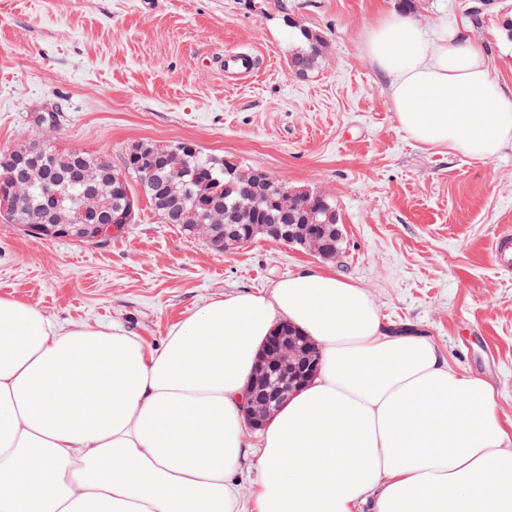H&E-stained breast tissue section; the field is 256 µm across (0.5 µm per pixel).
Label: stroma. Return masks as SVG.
Wrapping results in <instances>:
<instances>
[{
    "label": "stroma",
    "instance_id": "35a3bbf8",
    "mask_svg": "<svg viewBox=\"0 0 512 512\" xmlns=\"http://www.w3.org/2000/svg\"><path fill=\"white\" fill-rule=\"evenodd\" d=\"M473 0H415L423 29L446 19L484 44L512 92V0L473 24ZM399 0H0V152L38 114L60 150H106L121 167L137 142L189 140L203 153L331 199L344 227L326 261L259 239L216 251L161 223L139 199L133 224L99 242L44 239L0 220V298L61 324L116 323L151 348L203 303L270 294L322 269L366 290L387 328L432 341L449 366L488 380L512 424V272L492 243L512 225V151L491 161L427 150L399 128L362 51ZM321 36L317 71L288 67L299 30ZM233 51L259 74L225 76Z\"/></svg>",
    "mask_w": 512,
    "mask_h": 512
}]
</instances>
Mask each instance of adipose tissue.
<instances>
[{"label":"adipose tissue","mask_w":512,"mask_h":512,"mask_svg":"<svg viewBox=\"0 0 512 512\" xmlns=\"http://www.w3.org/2000/svg\"><path fill=\"white\" fill-rule=\"evenodd\" d=\"M363 53L419 145L479 161L512 150V99L460 27L387 11ZM281 322L322 345V369L255 446L246 384ZM250 459L254 512L369 499L375 512H512V432L492 386L425 337L392 334L336 274L209 301L158 350L0 298V512H240L233 475Z\"/></svg>","instance_id":"1"}]
</instances>
